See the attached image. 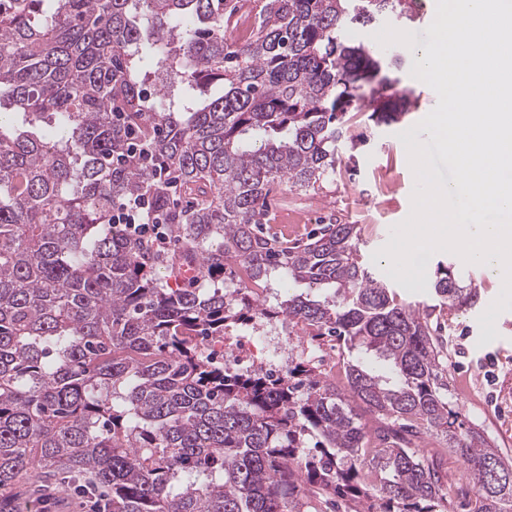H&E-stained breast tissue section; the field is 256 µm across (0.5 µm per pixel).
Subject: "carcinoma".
Segmentation results:
<instances>
[{
	"label": "carcinoma",
	"mask_w": 512,
	"mask_h": 512,
	"mask_svg": "<svg viewBox=\"0 0 512 512\" xmlns=\"http://www.w3.org/2000/svg\"><path fill=\"white\" fill-rule=\"evenodd\" d=\"M0 5V492L78 473L108 512H512V460L453 408L433 313L475 307L447 266L437 304L398 298L354 224L266 234L268 197L336 176L350 114L398 121L404 59L346 37L407 0H8ZM168 83L145 86L151 76ZM147 205L176 251L114 227ZM194 265L207 288L172 287ZM305 290L276 305L271 279ZM254 317L343 341L344 387L289 357L231 370L207 338Z\"/></svg>",
	"instance_id": "cac0c4a2"
}]
</instances>
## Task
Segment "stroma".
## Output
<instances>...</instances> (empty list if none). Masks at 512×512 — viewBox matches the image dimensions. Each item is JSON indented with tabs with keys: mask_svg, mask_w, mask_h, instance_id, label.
Here are the masks:
<instances>
[{
	"mask_svg": "<svg viewBox=\"0 0 512 512\" xmlns=\"http://www.w3.org/2000/svg\"><path fill=\"white\" fill-rule=\"evenodd\" d=\"M412 8L418 15L415 23L403 24L387 17L367 28H351L346 36L373 49L402 55L407 66L397 74L398 86L419 94L428 92L429 87L411 76L408 65L414 60L416 48L428 39L426 29L435 17L436 0H414ZM435 106L431 100L424 106L413 107L399 122L387 126L354 120L332 181L305 194L291 191L284 183L275 186L274 231L291 239L305 237L309 225L288 227L286 218L292 212L313 214L318 221L330 217L356 225L363 263L379 281L389 282V260L379 250L391 237L392 227L408 217L415 184L399 134L421 121ZM441 264L451 267L462 283L481 291L476 307L448 312L444 318L448 379L455 387L453 400L465 427L484 432L494 447L512 456V309L497 317L495 334L481 333L478 322L499 296L501 284L481 267L464 263L457 255L440 252L427 260L426 280L398 285L396 291L403 299L432 304L431 279Z\"/></svg>",
	"mask_w": 512,
	"mask_h": 512,
	"instance_id": "1",
	"label": "stroma"
}]
</instances>
